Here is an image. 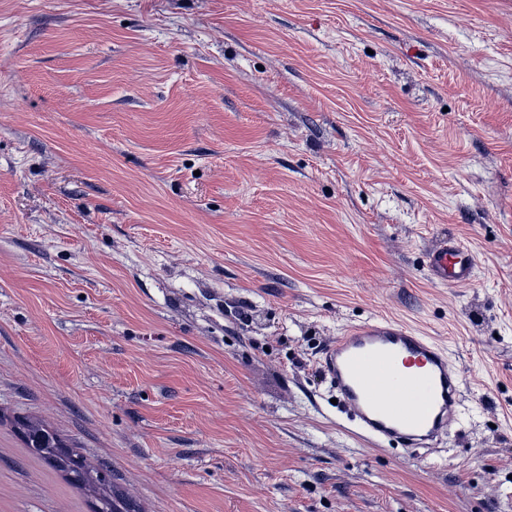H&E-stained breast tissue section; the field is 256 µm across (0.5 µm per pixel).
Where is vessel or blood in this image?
<instances>
[{
	"label": "vessel or blood",
	"mask_w": 512,
	"mask_h": 512,
	"mask_svg": "<svg viewBox=\"0 0 512 512\" xmlns=\"http://www.w3.org/2000/svg\"><path fill=\"white\" fill-rule=\"evenodd\" d=\"M427 265L437 281L461 287L471 281L476 258L444 239L428 251ZM319 369L366 438L429 448L456 417L457 369L437 344L399 322L350 327L322 351Z\"/></svg>",
	"instance_id": "b4317fda"
}]
</instances>
